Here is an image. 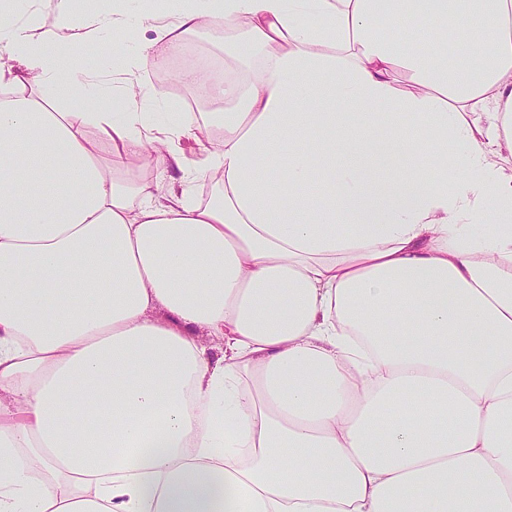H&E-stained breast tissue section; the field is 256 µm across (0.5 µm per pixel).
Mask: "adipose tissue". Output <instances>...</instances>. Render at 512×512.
I'll return each instance as SVG.
<instances>
[{
    "label": "adipose tissue",
    "mask_w": 512,
    "mask_h": 512,
    "mask_svg": "<svg viewBox=\"0 0 512 512\" xmlns=\"http://www.w3.org/2000/svg\"><path fill=\"white\" fill-rule=\"evenodd\" d=\"M24 2L0 0V512H512V0ZM145 17L156 46L243 31L224 111L116 112L72 68L112 40L133 98Z\"/></svg>",
    "instance_id": "ef3b65f1"
}]
</instances>
